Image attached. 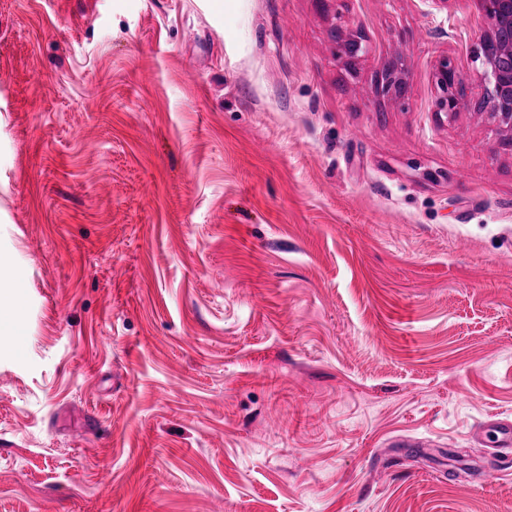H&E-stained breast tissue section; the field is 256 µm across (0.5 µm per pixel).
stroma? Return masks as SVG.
Here are the masks:
<instances>
[{"mask_svg": "<svg viewBox=\"0 0 512 512\" xmlns=\"http://www.w3.org/2000/svg\"><path fill=\"white\" fill-rule=\"evenodd\" d=\"M485 28L0 0V512H512V149L432 79ZM330 36L342 47L350 67L354 64V70L358 60L368 53V44L365 36L359 31L344 29L341 26H333L330 30ZM377 94L389 99L405 96L407 92V66L402 56H397L384 64L375 75ZM0 346L11 343L22 335L23 315L18 304L20 293L16 287L0 286Z\"/></svg>", "mask_w": 512, "mask_h": 512, "instance_id": "stroma-1", "label": "stroma"}]
</instances>
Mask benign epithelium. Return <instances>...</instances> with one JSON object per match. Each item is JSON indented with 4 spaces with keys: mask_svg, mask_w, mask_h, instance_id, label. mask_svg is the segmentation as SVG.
Segmentation results:
<instances>
[{
    "mask_svg": "<svg viewBox=\"0 0 512 512\" xmlns=\"http://www.w3.org/2000/svg\"><path fill=\"white\" fill-rule=\"evenodd\" d=\"M484 18L487 29L481 35L474 58L481 63L480 78L484 94L478 102L479 113L495 126L500 143L512 147V69L502 60L512 58V0H474ZM330 36L342 47L348 64L352 65L368 53L365 36L359 31L333 26ZM437 88L436 114L453 119L467 104L462 74L448 58L439 61L432 75ZM377 94L389 99L405 96L407 92V66L397 56L384 64L375 75Z\"/></svg>",
    "mask_w": 512,
    "mask_h": 512,
    "instance_id": "7a95c632",
    "label": "benign epithelium"
}]
</instances>
